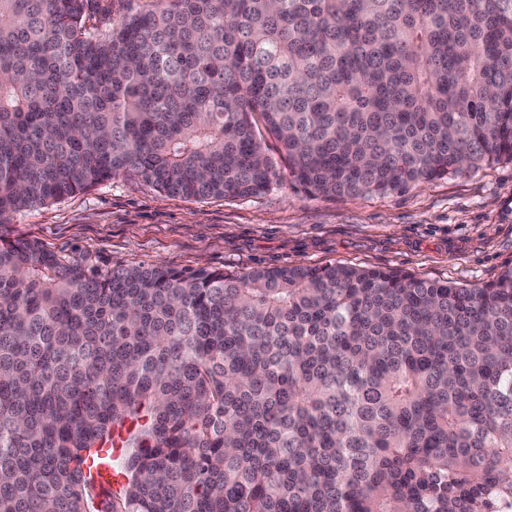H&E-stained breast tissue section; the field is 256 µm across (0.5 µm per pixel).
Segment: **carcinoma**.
<instances>
[{
  "mask_svg": "<svg viewBox=\"0 0 512 512\" xmlns=\"http://www.w3.org/2000/svg\"><path fill=\"white\" fill-rule=\"evenodd\" d=\"M89 2L0 0V224L118 175L360 196L512 162V0ZM127 423L113 490L84 465ZM0 512H512V266L94 274L0 236ZM143 1L128 2L127 0H99L89 4L87 14L90 18L89 24L108 26L116 24L126 16L130 7H135Z\"/></svg>",
  "mask_w": 512,
  "mask_h": 512,
  "instance_id": "cac0c4a2",
  "label": "carcinoma"
}]
</instances>
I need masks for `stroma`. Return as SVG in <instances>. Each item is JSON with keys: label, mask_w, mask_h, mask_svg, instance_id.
Here are the masks:
<instances>
[{"label": "stroma", "mask_w": 512, "mask_h": 512, "mask_svg": "<svg viewBox=\"0 0 512 512\" xmlns=\"http://www.w3.org/2000/svg\"><path fill=\"white\" fill-rule=\"evenodd\" d=\"M0 235L37 241L96 273L122 264L235 272L336 264L471 287L512 266V162L357 198L313 196L283 180L246 199H199L117 176L13 213Z\"/></svg>", "instance_id": "1"}]
</instances>
